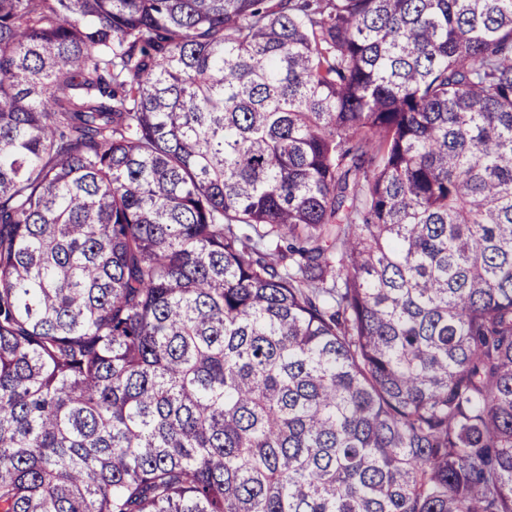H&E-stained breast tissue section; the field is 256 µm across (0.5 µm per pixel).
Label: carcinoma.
I'll return each mask as SVG.
<instances>
[{
	"label": "carcinoma",
	"instance_id": "carcinoma-1",
	"mask_svg": "<svg viewBox=\"0 0 512 512\" xmlns=\"http://www.w3.org/2000/svg\"><path fill=\"white\" fill-rule=\"evenodd\" d=\"M0 512H512V0H0Z\"/></svg>",
	"mask_w": 512,
	"mask_h": 512
}]
</instances>
